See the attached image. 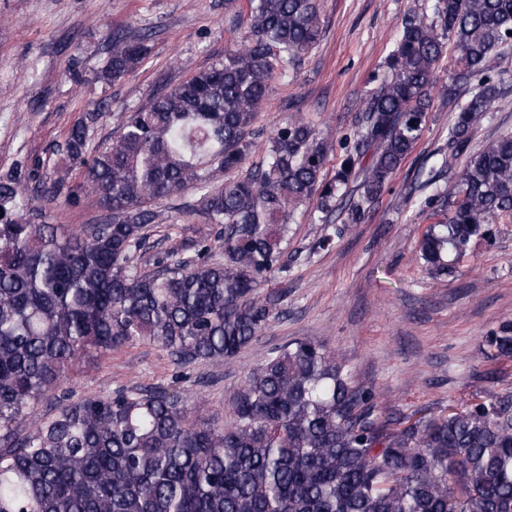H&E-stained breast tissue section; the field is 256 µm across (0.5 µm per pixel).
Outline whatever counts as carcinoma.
<instances>
[{
	"label": "carcinoma",
	"mask_w": 512,
	"mask_h": 512,
	"mask_svg": "<svg viewBox=\"0 0 512 512\" xmlns=\"http://www.w3.org/2000/svg\"><path fill=\"white\" fill-rule=\"evenodd\" d=\"M247 26L224 59L130 113L117 136L89 152L109 111L100 101L73 123L62 163L84 168L49 186L0 175V512H512V395L389 431L371 393L320 341L271 350L230 400L227 422L195 415L162 387L119 389L72 402L28 427L38 404L79 361L150 342L179 366L222 364L271 318L259 296L283 261L290 222L317 201L359 224L419 141L431 92L458 106L448 130L466 157L453 193L425 207L451 215L429 226L419 261L446 275L475 240L512 224V133L471 152L470 130L499 96L485 68L512 43V0H433V19L407 12L385 73L345 138L336 177L321 178L332 145L299 119L267 139L266 161L238 171L272 82L320 41L319 0H247ZM457 56L438 84L445 41ZM151 53L148 36L116 34L101 78L115 82ZM192 188V212L220 225L181 250L137 253L159 217L155 203ZM83 194L103 209L92 224H52L36 206ZM512 354V325L489 337Z\"/></svg>",
	"instance_id": "cac0c4a2"
}]
</instances>
